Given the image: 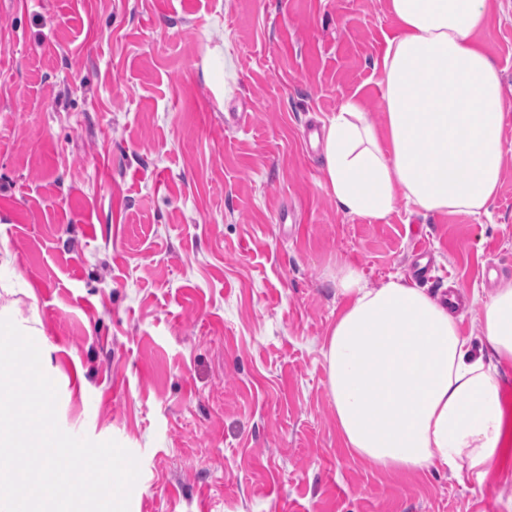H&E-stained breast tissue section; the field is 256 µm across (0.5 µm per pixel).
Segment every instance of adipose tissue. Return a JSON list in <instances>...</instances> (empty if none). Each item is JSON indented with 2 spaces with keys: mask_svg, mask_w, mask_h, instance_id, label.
<instances>
[{
  "mask_svg": "<svg viewBox=\"0 0 512 512\" xmlns=\"http://www.w3.org/2000/svg\"><path fill=\"white\" fill-rule=\"evenodd\" d=\"M395 27L379 64L382 127L350 96L325 126L326 186L344 213L374 219L397 206L487 213L502 177L504 99L475 40L488 0H387ZM343 305L322 346L336 427L350 454L386 472L440 464L483 482L508 427L498 381L512 369V279L473 296L492 352L474 351L464 316L393 276L370 288L341 268Z\"/></svg>",
  "mask_w": 512,
  "mask_h": 512,
  "instance_id": "adipose-tissue-1",
  "label": "adipose tissue"
}]
</instances>
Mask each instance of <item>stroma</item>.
<instances>
[{
  "label": "stroma",
  "mask_w": 512,
  "mask_h": 512,
  "mask_svg": "<svg viewBox=\"0 0 512 512\" xmlns=\"http://www.w3.org/2000/svg\"><path fill=\"white\" fill-rule=\"evenodd\" d=\"M392 26L386 0H0V283L60 428L137 457L129 512H512V455L480 484L388 474L336 430L340 268L428 259L434 298L512 279V0L477 34L505 100L489 216L347 215L325 187L307 125L353 94L380 121Z\"/></svg>",
  "instance_id": "1"
}]
</instances>
